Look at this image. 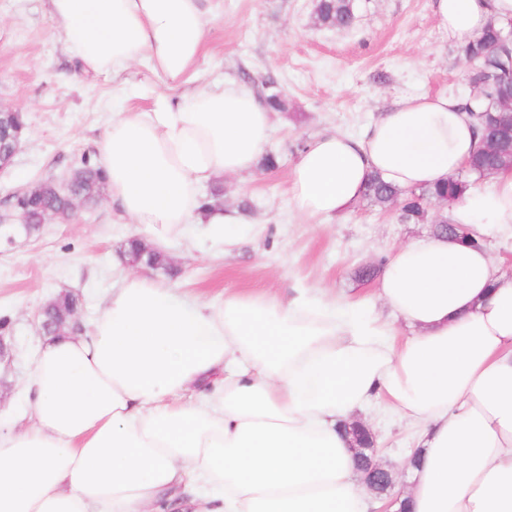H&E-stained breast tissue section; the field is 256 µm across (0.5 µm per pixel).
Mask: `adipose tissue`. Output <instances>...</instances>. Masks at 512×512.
Masks as SVG:
<instances>
[{"label": "adipose tissue", "mask_w": 512, "mask_h": 512, "mask_svg": "<svg viewBox=\"0 0 512 512\" xmlns=\"http://www.w3.org/2000/svg\"><path fill=\"white\" fill-rule=\"evenodd\" d=\"M82 69L135 63L172 84L204 53L205 0H49ZM438 29L466 44L512 22V0H434ZM99 162L123 215L164 252L188 225L229 243L243 210L200 189L250 172L270 109L232 81L143 112L114 96ZM478 144L462 99L402 98L358 138L322 134L300 152L288 205L332 219L371 175L412 190L443 183ZM450 221L512 246V173L467 192ZM365 303L299 288L288 302L189 299L154 277L124 279L92 332L44 335L25 380L33 422L0 414V512H147L180 494L194 512H367L344 431L376 409L416 428L404 512H512V276L486 248L433 235L394 249ZM212 382L197 401L192 387Z\"/></svg>", "instance_id": "1"}]
</instances>
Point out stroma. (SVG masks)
I'll return each instance as SVG.
<instances>
[{
  "label": "stroma",
  "mask_w": 512,
  "mask_h": 512,
  "mask_svg": "<svg viewBox=\"0 0 512 512\" xmlns=\"http://www.w3.org/2000/svg\"><path fill=\"white\" fill-rule=\"evenodd\" d=\"M316 0H207L201 78L221 77L259 97L280 93L284 111H272L266 152L275 170L221 178V201L247 207L224 246L193 226L167 252L160 280L207 300L228 292H266L287 300L298 286L323 288L350 300H375L377 280L357 271L383 263L400 245L431 236L449 208L430 206L420 224L360 200L327 221L294 215L286 204L299 152L317 134H360L405 95L472 94L471 62L462 45L439 31L433 0H355L348 30L318 26ZM125 87L130 107L149 111L179 99L183 88L135 65L118 77L81 71L51 29L49 0H0V108L22 113L25 132L11 165L0 170V211L10 210L27 185L68 177L81 157L95 156L112 117V95ZM143 226L122 218L110 197L80 205L70 222L46 221L39 230L0 228V337L11 359L0 364V410L30 416L24 380L41 334L40 309L59 293L80 298L79 320L90 328L112 287L133 271L121 261L128 238H146ZM379 460L401 467L416 445V430L379 419L368 424Z\"/></svg>",
  "instance_id": "obj_1"
}]
</instances>
